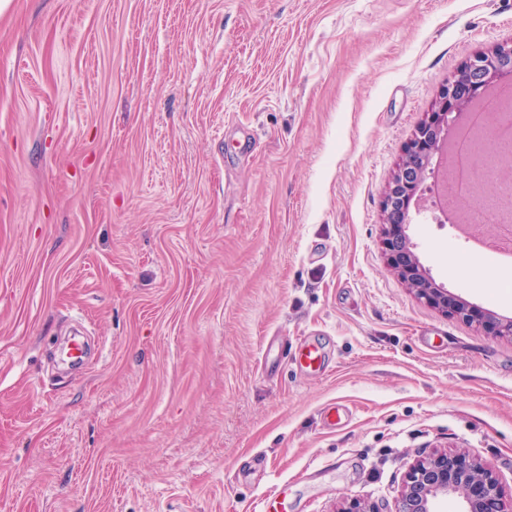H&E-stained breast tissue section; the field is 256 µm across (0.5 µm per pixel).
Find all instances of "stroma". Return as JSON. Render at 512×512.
I'll use <instances>...</instances> for the list:
<instances>
[{"instance_id":"stroma-1","label":"stroma","mask_w":512,"mask_h":512,"mask_svg":"<svg viewBox=\"0 0 512 512\" xmlns=\"http://www.w3.org/2000/svg\"><path fill=\"white\" fill-rule=\"evenodd\" d=\"M512 0H11L0 13V512H395L470 450L512 494V338L418 299L382 200ZM512 318L493 255L409 222ZM317 341L321 371L286 358ZM336 410L335 425L324 423Z\"/></svg>"}]
</instances>
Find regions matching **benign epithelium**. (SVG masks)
Returning <instances> with one entry per match:
<instances>
[{"mask_svg":"<svg viewBox=\"0 0 512 512\" xmlns=\"http://www.w3.org/2000/svg\"><path fill=\"white\" fill-rule=\"evenodd\" d=\"M512 82V43L479 53L443 86L431 112L416 127L382 202L383 249L388 265L425 303L443 313L475 324L491 336H512V320L473 306L448 293L420 264L406 234L408 216L399 206L420 192L428 166L438 154L456 120L468 114L470 97L463 89ZM462 499L466 512H512L491 466L464 448L437 451L417 461L408 472L396 512H432L439 497Z\"/></svg>","mask_w":512,"mask_h":512,"instance_id":"7a95c632","label":"benign epithelium"}]
</instances>
